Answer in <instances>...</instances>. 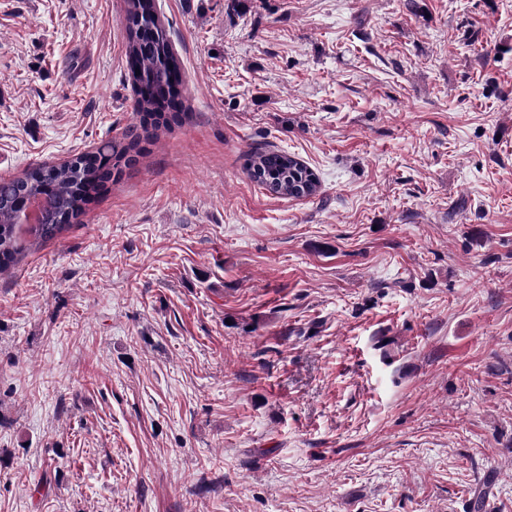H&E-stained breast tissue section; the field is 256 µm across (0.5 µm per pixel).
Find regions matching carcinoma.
<instances>
[{
  "mask_svg": "<svg viewBox=\"0 0 512 512\" xmlns=\"http://www.w3.org/2000/svg\"><path fill=\"white\" fill-rule=\"evenodd\" d=\"M125 56L136 92L138 122L120 137L104 140L60 164H41L22 176L0 181V271L80 222L89 205L105 196L143 154L144 143L179 122L182 70L156 0H125ZM249 177L285 198L315 195L318 175L301 160L276 148L246 154ZM41 203L36 222L22 232L25 203Z\"/></svg>",
  "mask_w": 512,
  "mask_h": 512,
  "instance_id": "1",
  "label": "carcinoma"
}]
</instances>
